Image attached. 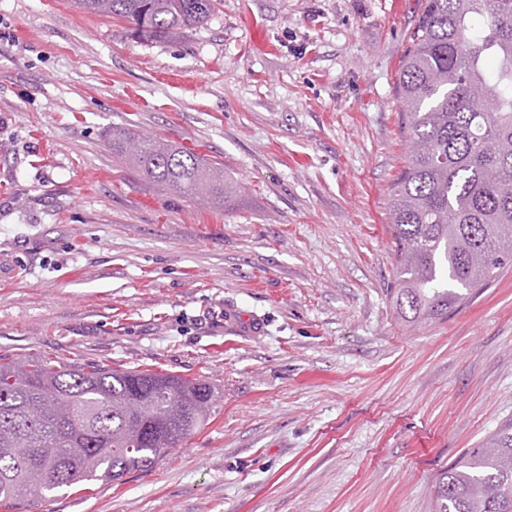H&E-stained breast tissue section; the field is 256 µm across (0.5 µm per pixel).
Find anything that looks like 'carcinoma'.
<instances>
[{
	"label": "carcinoma",
	"instance_id": "1",
	"mask_svg": "<svg viewBox=\"0 0 512 512\" xmlns=\"http://www.w3.org/2000/svg\"><path fill=\"white\" fill-rule=\"evenodd\" d=\"M219 0H78L170 41ZM396 95L406 163L391 182L396 281L407 328L448 320L512 261V0H424ZM112 150L148 180L209 206L243 190L183 147L112 128ZM217 400L181 376L50 358L0 361V507L151 470L209 422ZM435 512H512V423L442 474Z\"/></svg>",
	"mask_w": 512,
	"mask_h": 512
}]
</instances>
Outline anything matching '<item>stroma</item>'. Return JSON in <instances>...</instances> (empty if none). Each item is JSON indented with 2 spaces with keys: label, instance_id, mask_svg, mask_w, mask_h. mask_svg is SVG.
I'll use <instances>...</instances> for the list:
<instances>
[{
  "label": "stroma",
  "instance_id": "obj_1",
  "mask_svg": "<svg viewBox=\"0 0 512 512\" xmlns=\"http://www.w3.org/2000/svg\"><path fill=\"white\" fill-rule=\"evenodd\" d=\"M421 0H220L176 42L0 0V358L195 378L211 419L148 472L37 512H433L512 419V263L442 323L393 309L396 98ZM223 165L227 209L112 151ZM112 151L148 180L209 206L231 205L243 188L224 174V167L198 153L154 137H142L125 127L112 130Z\"/></svg>",
  "mask_w": 512,
  "mask_h": 512
}]
</instances>
